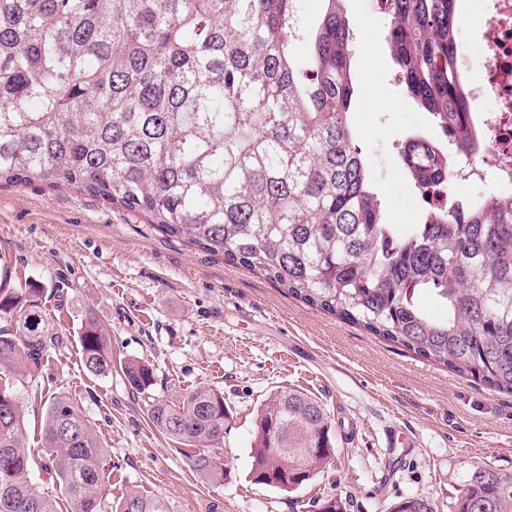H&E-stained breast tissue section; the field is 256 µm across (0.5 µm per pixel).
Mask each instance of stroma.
Listing matches in <instances>:
<instances>
[{
	"label": "stroma",
	"mask_w": 512,
	"mask_h": 512,
	"mask_svg": "<svg viewBox=\"0 0 512 512\" xmlns=\"http://www.w3.org/2000/svg\"><path fill=\"white\" fill-rule=\"evenodd\" d=\"M354 21L353 59L362 94L353 114L390 223L407 230L424 203L410 191L398 150L426 129L398 82L385 31L370 0H344ZM46 288L66 345L38 382H14L36 491L59 495L43 466L40 424L50 399L76 400L108 450L109 498L139 490L171 512H305L336 499L342 512H385L418 494L455 512L470 471L512 474V393L488 389L400 344L309 307L265 277L182 239L144 216L74 186L0 185V276ZM94 310L110 332L114 367L89 375L78 327ZM139 358L156 374L154 395L174 400L205 386L224 394V482L194 473L182 447L152 425L120 361ZM312 392L336 425V451L322 473L294 492L251 479L258 405L278 387Z\"/></svg>",
	"instance_id": "35a3bbf8"
}]
</instances>
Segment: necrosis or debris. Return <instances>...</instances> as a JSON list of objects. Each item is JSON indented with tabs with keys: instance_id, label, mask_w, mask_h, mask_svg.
<instances>
[{
	"instance_id": "1",
	"label": "necrosis or debris",
	"mask_w": 512,
	"mask_h": 512,
	"mask_svg": "<svg viewBox=\"0 0 512 512\" xmlns=\"http://www.w3.org/2000/svg\"><path fill=\"white\" fill-rule=\"evenodd\" d=\"M468 14L481 20L478 36L462 40L460 74L473 104L477 152L457 153L448 173L460 206H471L470 186L479 184L497 196L512 195V0H464ZM481 59L479 79L469 63Z\"/></svg>"
}]
</instances>
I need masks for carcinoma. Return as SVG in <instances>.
<instances>
[{"instance_id": "cac0c4a2", "label": "carcinoma", "mask_w": 512, "mask_h": 512, "mask_svg": "<svg viewBox=\"0 0 512 512\" xmlns=\"http://www.w3.org/2000/svg\"><path fill=\"white\" fill-rule=\"evenodd\" d=\"M299 0H0V183L76 186L147 217L162 235L260 274L321 311L459 374L512 393V198L461 211L448 170L477 150L460 76L458 0H388L386 44L417 109L442 134L408 136L415 189L446 198L400 233L388 223L351 116L359 86L353 21L324 0L314 31ZM308 44L298 65L295 47ZM452 138L454 150L443 142ZM34 282L0 286V372L35 380L64 340ZM423 293L446 315L430 316ZM85 371L112 373L107 328L78 331ZM122 371L149 419L196 452L190 468L224 482V394H152L150 364ZM47 473L72 512H170L130 491L108 502L106 450L80 406L53 397L41 423ZM335 453L320 399L293 388L257 409L251 478L293 492ZM0 512H58L33 489L24 414L0 386ZM390 512H437L408 496ZM457 512H512V475L474 468Z\"/></svg>"}]
</instances>
